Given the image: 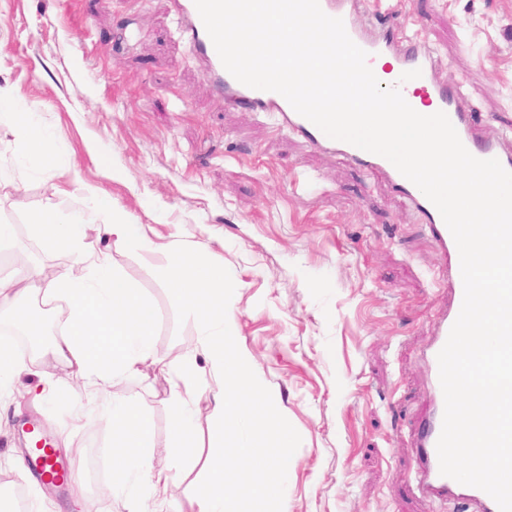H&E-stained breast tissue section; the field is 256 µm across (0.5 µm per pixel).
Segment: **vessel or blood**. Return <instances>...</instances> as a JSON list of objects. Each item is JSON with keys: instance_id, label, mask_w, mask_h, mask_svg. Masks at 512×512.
<instances>
[{"instance_id": "1", "label": "vessel or blood", "mask_w": 512, "mask_h": 512, "mask_svg": "<svg viewBox=\"0 0 512 512\" xmlns=\"http://www.w3.org/2000/svg\"><path fill=\"white\" fill-rule=\"evenodd\" d=\"M320 6L327 15L343 20L348 35L367 52L369 59L385 60V72L391 74L407 102H414L415 98L421 96L427 97L434 110L447 114L461 142L473 156L497 159L506 170L512 171V135L506 134L495 140L484 137L473 118L474 109L465 90L459 86L448 87L433 77L436 55L429 42L407 26L390 25L389 20L395 15L393 8L382 6L380 0H375L373 11L379 21L377 25L364 28L356 23L349 0H320ZM177 8L183 18V35L202 61L204 76L223 98L225 107L270 115L279 130L303 139L311 147L337 153L357 166L382 172L395 191L410 201L428 228L435 246L445 259L448 308L436 321L433 338L424 352L432 376L433 398L428 415L417 429L415 450L418 483L428 494L466 501L470 512H499L496 502L485 491L460 484L440 473L436 445L442 428L445 402L438 378V354L460 313L464 288L459 250L438 209L386 158L329 138L311 121L298 114L279 93L256 90L238 82L224 68L194 0H177ZM25 468L30 477L36 480L67 473L57 455L48 448L27 457Z\"/></svg>"}]
</instances>
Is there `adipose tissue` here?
<instances>
[{
	"label": "adipose tissue",
	"instance_id": "1",
	"mask_svg": "<svg viewBox=\"0 0 512 512\" xmlns=\"http://www.w3.org/2000/svg\"><path fill=\"white\" fill-rule=\"evenodd\" d=\"M14 131V162L40 170L55 159V138L25 112L23 103L0 87V123ZM86 207L71 210L58 204L27 212L26 222L53 250L72 257L69 266L45 273L23 266L28 287L15 276L0 275V323H28L31 286H39L45 303L65 308L64 327L51 351L68 368L67 379L51 378L48 396L64 397L70 384L88 388L136 375L154 359L157 310L142 288L118 270L106 252L88 253L81 241L85 225H96L112 244L149 258L162 253L163 279L170 297L193 320L199 345L213 375L206 392L207 415H199L185 399L170 408V446L181 466L203 458V477L192 505L196 512H286L283 478L293 467L292 434L288 420L272 400L248 354L240 347L236 325L227 307V273L210 259L204 245L174 229L169 241L156 245L133 215L117 207L105 191L90 188ZM112 483L110 496L125 497L129 512H159L158 501L173 480L155 470L156 446L140 407L112 402ZM208 423L212 440L199 451L196 433Z\"/></svg>",
	"mask_w": 512,
	"mask_h": 512
}]
</instances>
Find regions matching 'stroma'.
<instances>
[{
	"mask_svg": "<svg viewBox=\"0 0 512 512\" xmlns=\"http://www.w3.org/2000/svg\"><path fill=\"white\" fill-rule=\"evenodd\" d=\"M438 53L436 77L463 85L486 136L512 131V0H399ZM55 135L59 162L24 171L0 124V273L17 254L64 266L25 222L30 207L78 208L82 186L105 190L166 242L181 228L209 244L232 277L240 346L288 419L295 464L287 512H465L423 496L412 426L431 404L423 352L448 304L441 256L411 204L381 175L277 131L261 113L225 108L181 34L170 0H0V86ZM77 163L80 183L65 169ZM65 198H58V190ZM85 247H108L88 230ZM111 248V247H108ZM112 261L157 308L155 348L195 362L210 383L196 324L173 303L151 259L113 247ZM0 397V500L43 512H104L112 417L104 400L143 406L155 469L173 468L168 398L185 386L161 365L97 394L72 386L48 401L25 349ZM40 423L72 477L51 493L17 460Z\"/></svg>",
	"mask_w": 512,
	"mask_h": 512,
	"instance_id": "obj_1",
	"label": "stroma"
}]
</instances>
